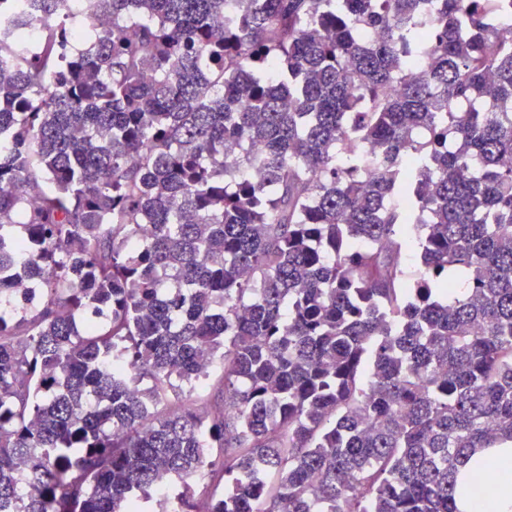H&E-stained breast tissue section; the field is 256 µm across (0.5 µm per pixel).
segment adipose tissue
Here are the masks:
<instances>
[{"mask_svg": "<svg viewBox=\"0 0 512 512\" xmlns=\"http://www.w3.org/2000/svg\"><path fill=\"white\" fill-rule=\"evenodd\" d=\"M490 470L495 477L487 482L482 501L460 494L458 512H512V447L485 449L468 467L469 473L480 477Z\"/></svg>", "mask_w": 512, "mask_h": 512, "instance_id": "adipose-tissue-1", "label": "adipose tissue"}]
</instances>
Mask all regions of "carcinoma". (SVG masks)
Returning a JSON list of instances; mask_svg holds the SVG:
<instances>
[{
  "mask_svg": "<svg viewBox=\"0 0 512 512\" xmlns=\"http://www.w3.org/2000/svg\"><path fill=\"white\" fill-rule=\"evenodd\" d=\"M90 7L0 40V512H457L512 443V0ZM88 0H66L64 11L71 19L77 22L80 29L91 31L98 25L97 18L86 8Z\"/></svg>",
  "mask_w": 512,
  "mask_h": 512,
  "instance_id": "cac0c4a2",
  "label": "carcinoma"
}]
</instances>
